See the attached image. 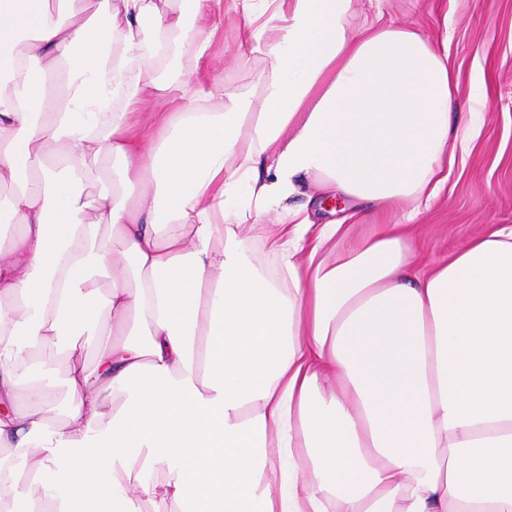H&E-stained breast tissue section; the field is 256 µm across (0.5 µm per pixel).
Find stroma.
I'll use <instances>...</instances> for the list:
<instances>
[{
  "instance_id": "stroma-1",
  "label": "stroma",
  "mask_w": 512,
  "mask_h": 512,
  "mask_svg": "<svg viewBox=\"0 0 512 512\" xmlns=\"http://www.w3.org/2000/svg\"><path fill=\"white\" fill-rule=\"evenodd\" d=\"M378 11L399 24H421L433 41L447 39L461 103L481 85L490 98L479 137L414 225L424 259L443 258L489 225L512 224V0H355L353 22L363 24ZM238 24L234 16L220 22L208 65L230 98L247 93L264 67L259 57L243 67L233 63Z\"/></svg>"
}]
</instances>
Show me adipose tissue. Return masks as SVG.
<instances>
[{
    "label": "adipose tissue",
    "instance_id": "obj_1",
    "mask_svg": "<svg viewBox=\"0 0 512 512\" xmlns=\"http://www.w3.org/2000/svg\"><path fill=\"white\" fill-rule=\"evenodd\" d=\"M169 2L0 0V512L24 484L30 512H512V225L427 266L412 233L479 135L447 49L354 0ZM227 15L265 66L211 112ZM188 18L187 49L144 35ZM309 185L372 233L313 223ZM37 348L69 359L56 420L18 394ZM103 184H112V160H102L91 168L84 191L90 197L95 196ZM249 254L258 261V266L263 275L278 274L279 263L277 258L268 252L267 247L261 241H249Z\"/></svg>",
    "mask_w": 512,
    "mask_h": 512
}]
</instances>
